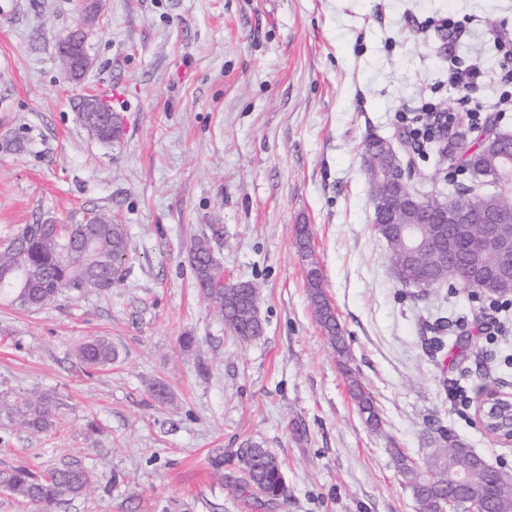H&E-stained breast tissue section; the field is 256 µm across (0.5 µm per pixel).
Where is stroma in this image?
I'll return each instance as SVG.
<instances>
[{"label": "stroma", "mask_w": 512, "mask_h": 512, "mask_svg": "<svg viewBox=\"0 0 512 512\" xmlns=\"http://www.w3.org/2000/svg\"><path fill=\"white\" fill-rule=\"evenodd\" d=\"M80 16L79 0H0V241L103 211L126 228V275L104 297L0 304V398L45 396L56 414L41 434L0 424V469L80 460L94 485L57 512H420L393 451L423 459L429 430L512 472V446L475 416L479 387L512 392V300L397 285L362 166L367 137L399 143L455 106L453 69L479 64L468 95L482 115L512 96L499 48L512 0H101L92 66L72 84L57 43ZM88 95L111 102V143L79 119ZM439 145L411 152L413 191L491 192L441 164ZM299 224L381 431L314 318ZM199 237L225 277L259 289V339L202 300ZM96 336L116 357L93 369L78 348ZM250 443L281 461L286 504L229 488ZM339 365L348 380L351 398L355 402L365 424L372 430H380L381 418L373 396L355 376L348 365V361L339 360Z\"/></svg>", "instance_id": "35a3bbf8"}]
</instances>
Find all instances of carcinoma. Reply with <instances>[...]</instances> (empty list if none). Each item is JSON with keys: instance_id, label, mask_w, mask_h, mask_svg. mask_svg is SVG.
<instances>
[{"instance_id": "carcinoma-1", "label": "carcinoma", "mask_w": 512, "mask_h": 512, "mask_svg": "<svg viewBox=\"0 0 512 512\" xmlns=\"http://www.w3.org/2000/svg\"><path fill=\"white\" fill-rule=\"evenodd\" d=\"M500 117H489L475 129L459 128L455 123L448 128L452 136L469 140V151L452 154V145L439 150L449 164L465 168L475 167L485 172L506 170L512 175V143L498 147H481L480 132L498 124ZM487 204L512 208V189L498 188L482 196ZM376 233L387 243L391 266L403 263L416 268L417 276L434 283L448 281L456 276L467 284L470 276L448 265H439L433 256L423 252L411 258L398 238L397 226L378 224ZM92 241L94 250L104 257L93 274L87 273L82 254L85 241ZM478 227L475 224L465 232L456 231V253L473 258L476 264L484 262L478 249ZM127 256V237L124 225L112 222V216L90 211L78 224H27L0 246V299L25 310L39 308L60 293L74 290L80 294L105 295L113 283L123 279ZM190 264L195 284L209 309L224 320V324L242 342L260 337L263 326L259 309L260 293L251 283L243 288L224 287V268L205 238L194 243ZM307 295L317 320L338 357L339 365L348 380L351 398L365 424L373 430L381 429V418L376 402L363 383L355 376L348 362L343 329L336 312L324 291V273L320 264H313L305 273ZM83 362L98 368L112 364L115 354L112 343L104 337L87 340L79 348ZM32 433H43L52 426L55 412L43 398L23 397L12 403L0 402V415ZM396 471L401 484L418 493L417 482L425 480L430 490L419 493L422 512H437L448 508L453 512L458 502L487 508L490 512H512V480L491 478L490 464L481 456L458 443L436 448L416 464L400 449L394 451ZM240 476L235 490L242 491L267 505H278L286 500V482L279 460L267 449L253 445L239 455ZM468 474L469 486L461 490L454 478ZM93 475L77 459L62 460L44 472H34L18 465L0 469V487L15 500L29 505L36 512H56L66 501L80 497L90 489Z\"/></svg>"}]
</instances>
